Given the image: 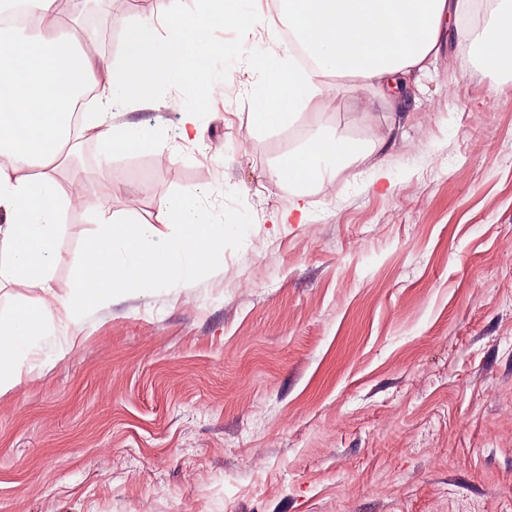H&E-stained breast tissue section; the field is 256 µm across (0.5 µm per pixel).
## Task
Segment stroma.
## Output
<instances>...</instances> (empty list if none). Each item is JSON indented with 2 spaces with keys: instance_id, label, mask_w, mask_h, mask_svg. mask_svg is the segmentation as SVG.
<instances>
[{
  "instance_id": "1",
  "label": "stroma",
  "mask_w": 512,
  "mask_h": 512,
  "mask_svg": "<svg viewBox=\"0 0 512 512\" xmlns=\"http://www.w3.org/2000/svg\"><path fill=\"white\" fill-rule=\"evenodd\" d=\"M61 19L121 58L98 0ZM255 0L248 40L213 26L223 88L201 139L180 137L187 86L114 122L156 128L170 149L102 166L80 139L78 175L112 209L157 223L160 199L193 195L224 216L220 256L188 285L156 286L40 339L32 369L0 397V512H512V77L483 69L455 33L410 102L353 88L275 130L255 128L253 55L281 53ZM333 128L391 131L383 164L341 170L282 224L280 156ZM55 292L99 231L93 201L62 216ZM158 224V223H157Z\"/></svg>"
}]
</instances>
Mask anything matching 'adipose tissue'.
<instances>
[{"label":"adipose tissue","instance_id":"ef3b65f1","mask_svg":"<svg viewBox=\"0 0 512 512\" xmlns=\"http://www.w3.org/2000/svg\"><path fill=\"white\" fill-rule=\"evenodd\" d=\"M35 29L0 30V290L40 288L36 301H21L0 314V396L15 391L41 336L110 304L119 293L191 279L217 253L224 230L219 215L199 209L192 197L159 203L163 223L177 235L155 247L156 229L135 217L101 210L102 229L71 255V292L58 297L52 267L59 260L62 215L71 198L56 177L71 155L75 97L95 90L96 106L83 115L95 131L102 160L126 152H164L158 133L137 122L112 124L115 101L138 103L192 83L207 96L223 82L213 67L221 50L209 37L213 25L230 20L248 34L255 20L246 0H200L197 13L122 20L124 57L114 61L78 48L56 34L50 21L73 9V0H24ZM469 0H278L274 22L285 24L310 60L303 67L292 52L252 58L264 80L253 95L256 127L292 122L316 97L339 94L355 82L385 94L395 74L424 69L439 51L446 19L467 10ZM481 65L512 75V0H500L485 25L458 30ZM389 135L361 142L318 132L281 156L278 182L291 192L289 213H305V191L333 186L337 173L386 154Z\"/></svg>","mask_w":512,"mask_h":512}]
</instances>
